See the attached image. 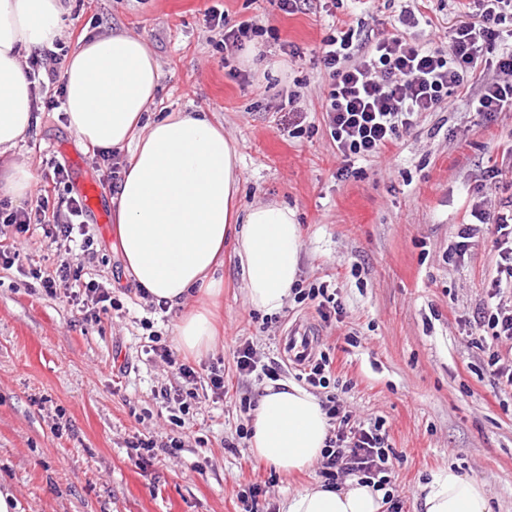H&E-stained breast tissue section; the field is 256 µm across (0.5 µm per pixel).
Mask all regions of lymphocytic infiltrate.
Segmentation results:
<instances>
[{
    "label": "lymphocytic infiltrate",
    "instance_id": "1",
    "mask_svg": "<svg viewBox=\"0 0 512 512\" xmlns=\"http://www.w3.org/2000/svg\"><path fill=\"white\" fill-rule=\"evenodd\" d=\"M473 2L477 12L451 26L444 45L419 42L412 34L419 19L407 8L401 10L389 34L365 35L350 26L334 29L323 38L319 54L328 76L325 112L342 158L338 177L356 175L355 161L380 154L400 131L410 130L420 114L442 111L455 90L471 88L468 105L485 118L512 112V0ZM209 24L218 30L217 46L228 59L264 34L263 28L249 21L227 26L224 14L214 11ZM481 64L493 68L495 76L478 84L474 73ZM49 188H40L35 205L27 208L0 202V223L15 226L20 233L28 232L31 224L42 225L62 260L51 273L34 270L33 278L47 295H64L79 306L85 321L99 322L100 306L111 301L112 293L97 280L80 281L73 267L78 254L89 252L93 245L82 200L67 198L64 217L47 223ZM470 216V222L457 233L454 254L462 258L474 248L481 224L494 226L491 248L497 254L495 272L474 318L478 339L512 346V304L503 300L504 294L512 295V199L494 209L485 201L474 202ZM149 351L177 368L178 386L163 390L162 396L173 400L179 412L188 413L198 397V372L178 363L166 345H152ZM325 410L330 430L320 462L321 476L331 482L357 476L375 481L386 491L394 465L384 437L376 429L352 424L350 414L336 399H328ZM384 499L389 502L393 496L386 491Z\"/></svg>",
    "mask_w": 512,
    "mask_h": 512
}]
</instances>
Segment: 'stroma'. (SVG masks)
Masks as SVG:
<instances>
[{"mask_svg":"<svg viewBox=\"0 0 512 512\" xmlns=\"http://www.w3.org/2000/svg\"><path fill=\"white\" fill-rule=\"evenodd\" d=\"M65 50L83 36H143L161 68L150 118L172 112H208L223 124L242 157L241 208L278 201L294 209L303 227L299 279L328 286L344 308L322 320L312 302L290 296L266 315L249 305L232 249L224 251V298L219 343L201 356L177 350L178 362L204 371L224 366L226 395L200 390V405L172 425L155 393L178 383L175 368L149 360L151 335L174 343L177 312L155 311L114 251V227L94 224L93 251L83 278L103 281L118 306L100 323L84 322L78 307L52 297L29 275L53 272L59 255L41 227L18 233L0 223V242L18 258L0 267V486L21 512H244L249 485L260 487L258 512H283L288 496L320 480L318 468L285 474L256 462L247 438L241 397L258 399L264 383L239 374L236 351L250 344L259 363L275 365L284 380L303 370L287 362L281 342L306 322L318 351H333L334 373L320 398L336 397L353 421L378 424L394 451L392 492L401 512H417L421 487L438 469L454 466L485 489L491 512H512V391L496 387L490 351L473 338V321L496 255L482 228L481 246L464 260L449 259L461 224L470 219L473 192L492 202L512 197V112L493 120L472 112L455 91L439 112L419 115L358 175L340 179L342 159L322 109L325 81L317 49L334 26L363 24L388 34L402 8L416 5L424 23L416 34L437 39L460 20L461 0H336L285 14L276 0H64ZM228 25L252 21L266 33L239 52L232 68L211 42L208 10ZM298 49L283 55L281 46ZM262 50L249 81L236 77L248 53ZM54 85L36 87L39 124L14 150L44 185L48 158L76 154L64 188L49 205L78 195L83 174L107 183L113 164L69 130L63 109L48 108ZM306 116V134H288V93ZM502 177H492V170ZM355 338V345L345 342ZM179 437L183 448L144 465L128 458L144 437Z\"/></svg>","mask_w":512,"mask_h":512,"instance_id":"stroma-1","label":"stroma"}]
</instances>
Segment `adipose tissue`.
Masks as SVG:
<instances>
[{
    "label": "adipose tissue",
    "instance_id": "1",
    "mask_svg": "<svg viewBox=\"0 0 512 512\" xmlns=\"http://www.w3.org/2000/svg\"><path fill=\"white\" fill-rule=\"evenodd\" d=\"M62 0H0V156L24 141L38 118L24 55L54 49L64 30ZM160 66L144 37L116 33L79 40L62 66L69 129L88 147L128 148L115 199V250L152 302L179 310L174 336L192 354L218 340L212 308L232 245L251 307L271 315L298 280L303 229L293 209L269 201L241 209V156L204 112L147 116ZM195 307H187L190 297ZM321 400L294 382H268L252 422L253 456L277 471H304L325 448ZM384 492L357 479L316 482L292 494L284 512H380ZM421 512H490L481 485L455 469L422 487Z\"/></svg>",
    "mask_w": 512,
    "mask_h": 512
}]
</instances>
